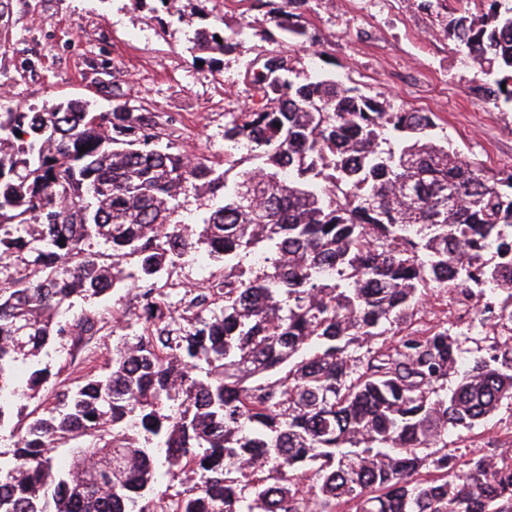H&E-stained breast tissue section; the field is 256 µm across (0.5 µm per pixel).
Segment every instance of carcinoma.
<instances>
[{
    "label": "carcinoma",
    "mask_w": 512,
    "mask_h": 512,
    "mask_svg": "<svg viewBox=\"0 0 512 512\" xmlns=\"http://www.w3.org/2000/svg\"><path fill=\"white\" fill-rule=\"evenodd\" d=\"M197 2L198 50L263 42L244 73L258 107L224 113V168L179 149L173 116L129 110L118 78L109 112L69 99L0 113V261L31 268L0 281V427L17 369L32 390L48 379L38 357L71 333L58 314L72 297L199 247L224 260L186 328L144 293L110 372L59 394L0 459V512H156L139 501L161 463L204 478L175 512H512V460L448 453V433L512 400V174L429 138L433 112L300 77L286 45L306 42L308 0H258L276 27L262 34H228ZM447 32L512 103V0L456 12ZM191 191L220 201L193 224L179 219ZM448 287L483 302L468 331L401 327ZM491 320L495 345L462 360Z\"/></svg>",
    "instance_id": "1"
}]
</instances>
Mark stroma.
I'll return each mask as SVG.
<instances>
[{
	"label": "stroma",
	"mask_w": 512,
	"mask_h": 512,
	"mask_svg": "<svg viewBox=\"0 0 512 512\" xmlns=\"http://www.w3.org/2000/svg\"><path fill=\"white\" fill-rule=\"evenodd\" d=\"M151 7L150 0L137 9L130 0H0V113L71 98L108 111L117 77L130 99L176 118L181 150L223 161L224 115L251 105L243 74L256 44L199 63L194 10L185 9L182 20L160 22ZM308 7L311 40L293 47L303 69L336 74L345 86L396 107L436 113L433 138L482 163L488 174L512 171V103L486 95L485 76L456 54L446 32L448 16L433 0H310ZM318 48L326 58H313ZM199 259L196 253L185 256L147 285L72 298L60 320L73 327L88 316L95 328H73L42 350L51 376L38 389L29 388L26 375L16 378L22 397L16 416L0 428V458H10L30 411L47 407L56 392L108 372L145 288L167 295L180 314L190 290L205 287L208 276L223 275V262L209 261L203 269ZM476 310L475 303H460L455 292L438 288L422 298L412 322L428 327ZM448 447L461 459L475 451L512 456V403L468 436L449 434Z\"/></svg>",
	"instance_id": "1"
}]
</instances>
